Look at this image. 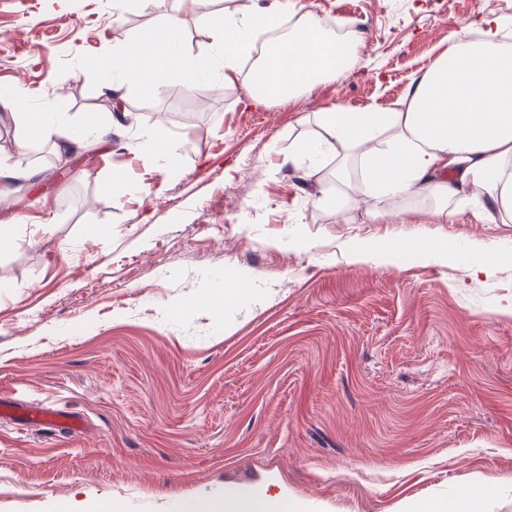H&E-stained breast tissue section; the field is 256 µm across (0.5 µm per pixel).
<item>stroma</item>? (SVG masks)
<instances>
[{
  "mask_svg": "<svg viewBox=\"0 0 512 512\" xmlns=\"http://www.w3.org/2000/svg\"><path fill=\"white\" fill-rule=\"evenodd\" d=\"M275 0H197L185 53L216 55L200 23ZM358 38L337 78L253 102L247 66L200 89L165 79L104 93L90 64L149 33L170 0H0V163L33 170L0 220V398L65 410L49 432L0 416V512H178L187 498L267 490L307 512H399L408 501L489 486L512 512V223H375L373 208L302 182L288 162L319 115L403 99L463 30L512 20V0H295ZM65 119H131L94 152L19 144L23 115L56 87ZM165 130L183 174L144 140ZM121 181H113V174ZM445 239L498 259L473 273L454 253L352 260L355 246ZM242 276L257 299L195 298ZM184 304L175 313L171 304Z\"/></svg>",
  "mask_w": 512,
  "mask_h": 512,
  "instance_id": "stroma-1",
  "label": "stroma"
}]
</instances>
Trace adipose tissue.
Returning <instances> with one entry per match:
<instances>
[{
  "label": "adipose tissue",
  "instance_id": "obj_1",
  "mask_svg": "<svg viewBox=\"0 0 512 512\" xmlns=\"http://www.w3.org/2000/svg\"><path fill=\"white\" fill-rule=\"evenodd\" d=\"M195 0L172 5L147 36L126 35L113 62L98 63L101 86L112 90V65L133 84L175 78L200 88L205 62L185 56L180 45L181 16ZM277 9L219 21L221 64L232 78L254 48L257 32L273 27ZM507 22L489 19L479 38L469 34L452 43L430 68L413 80L401 105L363 111L337 109L321 115L326 135L300 143L292 158L305 178H316L329 153L356 157L362 197L380 200L424 198L434 223L461 217L457 203L471 202L473 223L494 224L512 216V42ZM352 39L327 37L315 20L289 30L271 43L250 72L258 100L296 96L320 80L338 76L356 52ZM62 96L47 101L46 111L28 115L20 140L28 147L52 138L56 153L91 150L107 143L113 124L91 117L83 125L55 128ZM180 512H305L302 503L281 508L265 491L227 492L191 501Z\"/></svg>",
  "mask_w": 512,
  "mask_h": 512
}]
</instances>
